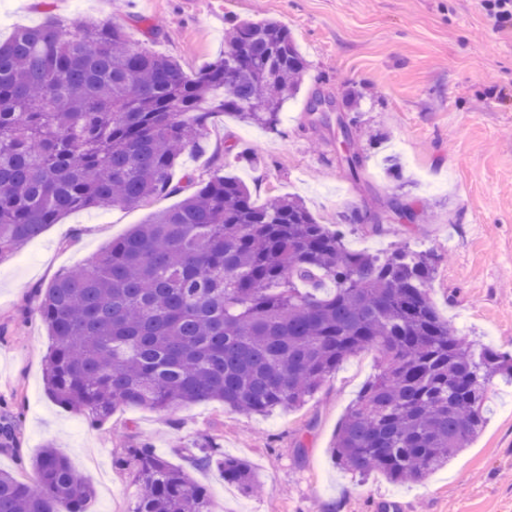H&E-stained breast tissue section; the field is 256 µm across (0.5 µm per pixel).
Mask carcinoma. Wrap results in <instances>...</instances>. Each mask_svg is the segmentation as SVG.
<instances>
[{
	"instance_id": "1",
	"label": "carcinoma",
	"mask_w": 512,
	"mask_h": 512,
	"mask_svg": "<svg viewBox=\"0 0 512 512\" xmlns=\"http://www.w3.org/2000/svg\"><path fill=\"white\" fill-rule=\"evenodd\" d=\"M224 39L194 75L91 20L51 17L0 42V260L67 212L136 207L187 184L176 206L40 293L47 393L97 420L210 400L266 415L301 407L347 357L375 349L379 371L331 460L358 477L423 481L483 431L487 385H512V363L439 314L431 253L353 251L300 199L259 204L231 174L173 182L184 153L206 151L213 114L273 129L301 87L307 62L285 26L241 21ZM336 127L356 180L364 156L344 117ZM410 215L399 204L373 231ZM0 447H17L15 422L0 423ZM195 449L196 466L246 494L260 486L246 461ZM121 462L141 488L133 512H211L206 490L148 440ZM33 466L34 486L0 472V512H85L89 488L62 454L49 447Z\"/></svg>"
}]
</instances>
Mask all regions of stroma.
<instances>
[{"instance_id": "35a3bbf8", "label": "stroma", "mask_w": 512, "mask_h": 512, "mask_svg": "<svg viewBox=\"0 0 512 512\" xmlns=\"http://www.w3.org/2000/svg\"><path fill=\"white\" fill-rule=\"evenodd\" d=\"M49 14L121 26L132 43L189 74L223 54L233 20L261 15L286 25L308 68L277 130L216 114L206 152L185 154L181 170L200 181L230 172L260 203L294 195L320 223L342 225L355 250L399 237L432 251L441 316L460 335L512 353V20L497 22L484 0H0V40ZM316 90L353 102L344 117L366 155L358 180L337 163L339 139L303 122ZM392 155L401 177L386 170ZM178 201L63 214L0 261V419L20 416L18 445L0 448V470L36 483L32 461L53 445L90 488L87 512H133L137 484L113 461L146 438L207 489L214 512H512V385L498 379L487 387L482 433L448 467L409 485L380 474L359 480L330 458L347 411L379 369L373 351L348 357L302 407L269 416L217 401L170 412L121 406L94 427L51 400L39 289L91 265L110 241ZM397 201L414 220L396 235L374 233V217ZM354 208L359 221L346 222ZM204 439L249 461L261 493L242 494L217 468L196 467L190 448Z\"/></svg>"}]
</instances>
